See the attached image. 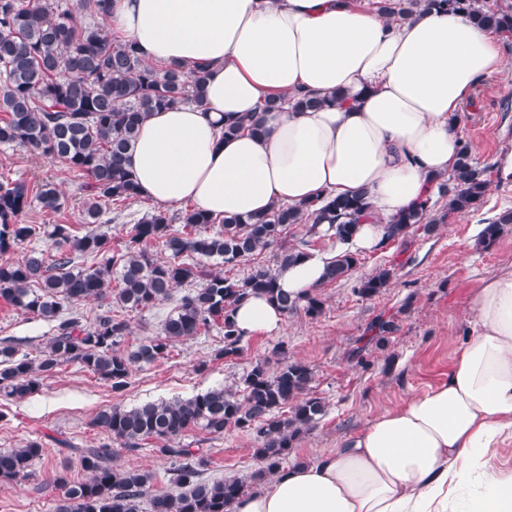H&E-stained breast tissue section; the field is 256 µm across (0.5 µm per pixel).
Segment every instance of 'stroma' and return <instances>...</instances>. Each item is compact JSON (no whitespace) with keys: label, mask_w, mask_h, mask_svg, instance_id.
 <instances>
[{"label":"stroma","mask_w":512,"mask_h":512,"mask_svg":"<svg viewBox=\"0 0 512 512\" xmlns=\"http://www.w3.org/2000/svg\"><path fill=\"white\" fill-rule=\"evenodd\" d=\"M469 142L472 155L485 166L489 187L483 200L466 213L447 210V197L432 191L428 215L438 219L434 232L415 225L402 241L359 252V262L347 279L321 287L324 309L312 318L304 310L285 317L283 330L274 336H252L242 342L241 353L221 358L224 346L219 328L174 343L164 358L134 367L129 384L113 392L109 382L76 363L63 365L43 380L39 391L25 399L0 396V451L38 440L44 454L20 482L0 480V512H54L63 495L57 474L69 482L85 479L78 449L104 442L105 436L90 425L102 408H131L147 402L187 399L217 389H238L243 377L259 361L276 370L272 354L284 345L288 359L306 363L313 371L311 391L325 403L317 426L298 436L289 462L313 460L361 432L384 410L436 385L448 376L457 349L468 338L469 304L474 289L486 275L512 270V224L501 238L483 246L480 232L500 213L512 210V180L499 177L493 160L500 147L512 143V74H494L481 81L463 108L458 127ZM26 181L30 189L51 182L64 193L66 203L48 214L31 206L20 217L24 224H68L83 234L82 200L75 194L74 178L60 162L21 147L0 146V178ZM388 268L392 278L374 298L354 293L356 283L376 269ZM171 300L127 312L130 333L121 343L124 351L158 336L165 318L172 314ZM396 324L385 346H365L364 338L382 318ZM53 333L50 322L17 309L0 299V340H14L20 351L37 355ZM365 347L364 363L352 352ZM183 443L201 449L210 464L211 480L236 478L255 491L252 474L260 463L252 435L228 429L212 437L193 429ZM157 440L128 448L112 444V463L122 469L150 473L151 489L171 491L174 461L160 451Z\"/></svg>","instance_id":"stroma-1"}]
</instances>
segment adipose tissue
Here are the masks:
<instances>
[{"label": "adipose tissue", "mask_w": 512, "mask_h": 512, "mask_svg": "<svg viewBox=\"0 0 512 512\" xmlns=\"http://www.w3.org/2000/svg\"><path fill=\"white\" fill-rule=\"evenodd\" d=\"M108 24L146 65L206 68L204 99L152 113L129 169L161 208L221 218L366 193L356 248L449 174L459 110L487 76L512 70L496 34L462 12L391 19L359 0H113ZM279 109L266 110L270 97ZM321 99L298 112L297 100ZM260 118L262 133L226 124ZM330 256L280 270L292 296L320 287ZM472 332L442 382L377 415L318 459L288 466L233 512H512V472L491 470L512 442V272L475 288ZM244 336H273L265 297L235 310Z\"/></svg>", "instance_id": "obj_1"}]
</instances>
